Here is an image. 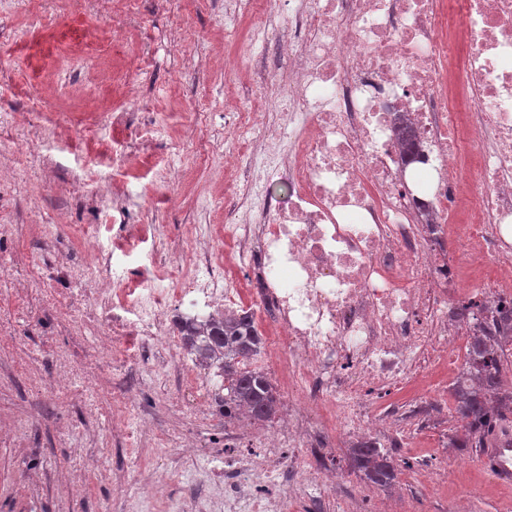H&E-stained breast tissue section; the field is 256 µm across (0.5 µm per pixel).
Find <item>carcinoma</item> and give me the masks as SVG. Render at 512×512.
Instances as JSON below:
<instances>
[{
  "instance_id": "carcinoma-1",
  "label": "carcinoma",
  "mask_w": 512,
  "mask_h": 512,
  "mask_svg": "<svg viewBox=\"0 0 512 512\" xmlns=\"http://www.w3.org/2000/svg\"><path fill=\"white\" fill-rule=\"evenodd\" d=\"M190 351L213 358L224 370V396L220 403L227 417L245 409L258 422H266L275 413L277 395L268 375L240 367L241 362L258 352L261 338L246 317L226 318L214 322L206 335L196 327L182 325ZM512 326L481 324V334L467 345L464 377L477 381L472 387L454 388L456 411L466 422V432L450 438L454 448H483L492 423L512 414V392H502V377L512 366ZM354 470L369 485L386 487L395 480L397 466L376 440H367L350 449Z\"/></svg>"
}]
</instances>
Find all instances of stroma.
Here are the masks:
<instances>
[{"label":"stroma","instance_id":"stroma-1","mask_svg":"<svg viewBox=\"0 0 512 512\" xmlns=\"http://www.w3.org/2000/svg\"><path fill=\"white\" fill-rule=\"evenodd\" d=\"M253 0H0V315L15 331L0 335V424L24 426L22 439L0 445V512H224V423L199 418L180 389L192 366L183 350L145 338L133 359L120 350L97 356L96 330L57 316L23 291L33 271H51L61 300L92 288L66 270L92 256L81 245L92 224L150 225L168 249L224 223L233 187L224 154L234 150L226 102L253 103L257 71L276 76V57L252 47L246 27ZM241 27L224 37V16ZM120 14L126 46L97 28V15ZM96 31L89 74L71 56ZM127 107L128 128L112 125ZM129 149L133 173L117 178L97 165V146ZM170 165L183 181L157 201L146 173ZM93 365L101 398L85 407L81 387L41 394L31 379L53 376L56 359ZM152 427L137 429L138 417ZM125 427H113L114 418ZM461 423L454 407L436 406L427 425L384 427L378 440L398 464L393 484L403 504L448 512L460 491L482 485L472 512H512V488L468 469L480 452L445 441ZM100 465L80 470L83 459ZM163 480L165 499L140 503L128 486Z\"/></svg>","mask_w":512,"mask_h":512}]
</instances>
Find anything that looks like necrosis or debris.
<instances>
[{"instance_id":"necrosis-or-debris-1","label":"necrosis or debris","mask_w":512,"mask_h":512,"mask_svg":"<svg viewBox=\"0 0 512 512\" xmlns=\"http://www.w3.org/2000/svg\"><path fill=\"white\" fill-rule=\"evenodd\" d=\"M251 39L285 61L286 98L277 114L261 102L237 115L246 213L224 226L223 270L204 252L191 271L171 264L176 287L144 288L107 263L112 293L77 306L36 276L28 290L95 323L105 354L157 334L181 349L164 324L173 309L249 314L288 420L225 423L226 452L253 462L225 473L228 501L384 512L323 467L337 437L319 415L359 439L369 397L388 423L402 420L394 395L446 400L432 371L475 332L459 306L478 298L512 317V0H261ZM459 242L499 278L463 279L448 257ZM262 474L278 494H259Z\"/></svg>"}]
</instances>
